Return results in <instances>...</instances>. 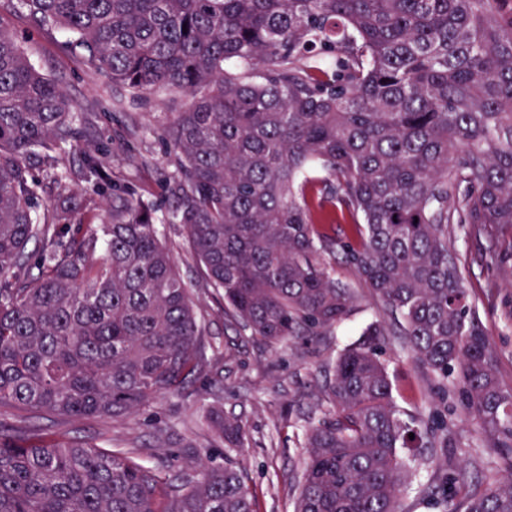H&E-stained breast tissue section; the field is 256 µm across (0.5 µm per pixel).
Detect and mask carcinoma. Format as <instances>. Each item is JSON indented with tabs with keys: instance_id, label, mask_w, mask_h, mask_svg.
I'll list each match as a JSON object with an SVG mask.
<instances>
[{
	"instance_id": "cac0c4a2",
	"label": "carcinoma",
	"mask_w": 512,
	"mask_h": 512,
	"mask_svg": "<svg viewBox=\"0 0 512 512\" xmlns=\"http://www.w3.org/2000/svg\"><path fill=\"white\" fill-rule=\"evenodd\" d=\"M498 0H21L47 30L133 91L190 97L164 129L170 223L251 335L319 336L349 315L330 276L341 248L404 323L415 360L493 437L509 474L454 512H512V393L470 306L448 225L512 229V14ZM75 105L0 28V416L119 418L201 375L219 381L160 207L115 182L100 224H73L53 166L100 172ZM59 184L40 203L44 179ZM357 239L322 231L336 215ZM40 245L39 254L29 250ZM376 323L339 353L309 422L294 512H400L401 448H423L442 415L402 417ZM226 448L240 422L209 415ZM414 438H409V434ZM0 512H257L245 471L175 479L119 450L5 434Z\"/></svg>"
}]
</instances>
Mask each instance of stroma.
Segmentation results:
<instances>
[{
  "label": "stroma",
  "mask_w": 512,
  "mask_h": 512,
  "mask_svg": "<svg viewBox=\"0 0 512 512\" xmlns=\"http://www.w3.org/2000/svg\"><path fill=\"white\" fill-rule=\"evenodd\" d=\"M0 27L17 34L32 61L63 85L76 107L82 139L107 155V173L144 198H160L172 167L159 133L186 108L188 98L178 92L142 94L112 84L69 49L66 34L41 30L13 0H0ZM158 231L196 304L206 356L222 363L223 383L216 388L197 379L181 394L159 398L122 419L38 418L57 442L133 448L146 465L170 474L203 463L220 466L229 459L246 469L258 512H294L307 417L333 375L338 354L376 322L386 325L382 346L397 406L411 414H430L436 381L415 362L399 325L387 321L383 301L343 257L330 259L328 271L352 289L351 315L326 334L272 347L225 315L224 302L205 279L186 237L175 234L168 223ZM450 241L469 301L491 339L499 381L512 391V233L492 236L455 224ZM229 344L235 353L228 359L224 349ZM213 407L244 426V449L225 448L214 437L206 422ZM447 421V447L403 453L417 476L402 500V512H451L452 502L434 492L447 476L458 475L455 488L462 496L504 474L486 433L461 413L453 397Z\"/></svg>",
  "instance_id": "1"
}]
</instances>
